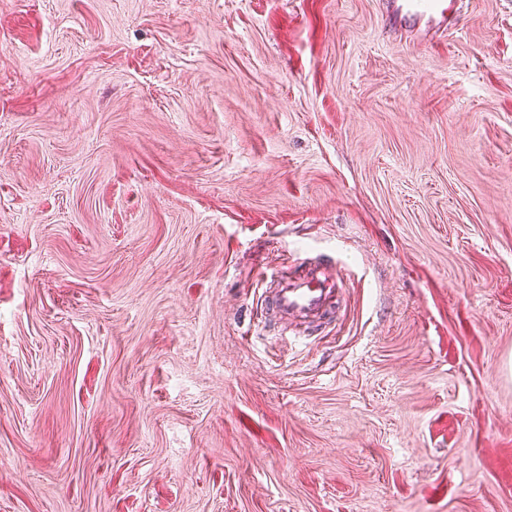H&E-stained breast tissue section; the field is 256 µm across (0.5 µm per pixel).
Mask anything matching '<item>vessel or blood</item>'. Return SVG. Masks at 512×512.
I'll return each instance as SVG.
<instances>
[{"label": "vessel or blood", "instance_id": "b4317fda", "mask_svg": "<svg viewBox=\"0 0 512 512\" xmlns=\"http://www.w3.org/2000/svg\"><path fill=\"white\" fill-rule=\"evenodd\" d=\"M460 0H383L384 16L393 29L422 32L447 29L450 11ZM260 317L278 314L283 319L321 323L336 310V297L344 283L334 261L305 262L289 259L286 269L274 268L258 281Z\"/></svg>", "mask_w": 512, "mask_h": 512}]
</instances>
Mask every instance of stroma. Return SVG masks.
Returning a JSON list of instances; mask_svg holds the SVG:
<instances>
[{
  "instance_id": "obj_1",
  "label": "stroma",
  "mask_w": 512,
  "mask_h": 512,
  "mask_svg": "<svg viewBox=\"0 0 512 512\" xmlns=\"http://www.w3.org/2000/svg\"><path fill=\"white\" fill-rule=\"evenodd\" d=\"M456 26L0 0V512H512V0ZM286 259L287 265L272 268L258 280L261 289L258 308L261 320L278 314L281 319H301L309 325L320 324L336 312V297L343 290V279L333 260L297 262ZM288 267L290 276L283 275Z\"/></svg>"
}]
</instances>
